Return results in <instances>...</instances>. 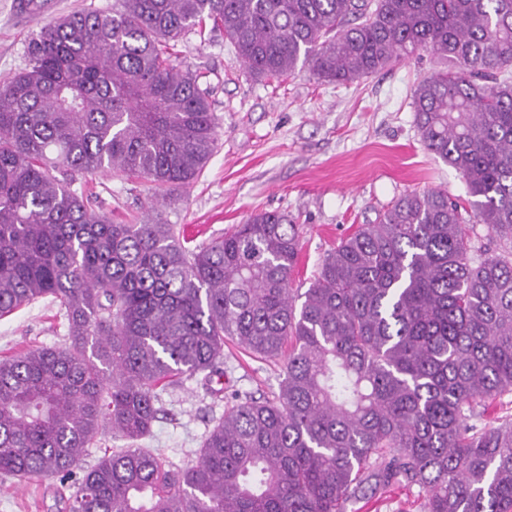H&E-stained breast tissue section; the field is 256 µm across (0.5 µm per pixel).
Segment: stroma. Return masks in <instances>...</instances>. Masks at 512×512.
Here are the masks:
<instances>
[{
    "label": "stroma",
    "instance_id": "1",
    "mask_svg": "<svg viewBox=\"0 0 512 512\" xmlns=\"http://www.w3.org/2000/svg\"><path fill=\"white\" fill-rule=\"evenodd\" d=\"M0 0V81L25 68L27 44L50 20L74 11L111 12L113 0ZM176 63L200 75L219 123L218 145L199 177L185 188H158L109 174L87 177L99 207L127 224H179L206 243L250 214H288L298 226L295 285L308 288L323 257L360 225L374 223L392 201L412 191L444 190L459 201L466 186L448 163L423 145L412 92L444 69L424 52L350 85L313 80L301 71L255 80L223 30L181 37ZM67 323L40 301L0 319V358L64 342ZM223 390L212 394L194 379L165 398L141 447L177 465L195 463L202 440L225 409L244 395L278 390L281 365L224 344ZM68 488L58 479L19 484L0 475V512H61ZM418 488L393 486L350 505L347 512H419Z\"/></svg>",
    "mask_w": 512,
    "mask_h": 512
}]
</instances>
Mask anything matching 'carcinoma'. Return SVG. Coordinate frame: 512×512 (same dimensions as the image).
<instances>
[{"label":"carcinoma","instance_id":"obj_1","mask_svg":"<svg viewBox=\"0 0 512 512\" xmlns=\"http://www.w3.org/2000/svg\"><path fill=\"white\" fill-rule=\"evenodd\" d=\"M258 80L347 85L422 51L425 148L471 197L409 192L292 288L298 228L260 212L206 246L121 224L73 188L104 172L186 187L217 147L199 74L172 61L206 21ZM0 83V318L49 299L61 345L0 358V473L70 478L104 428L135 442L184 378H223L224 340L282 360L195 463L104 449L65 512H347L394 485L421 512H512V0H115L27 45ZM301 304H296V301Z\"/></svg>","mask_w":512,"mask_h":512}]
</instances>
